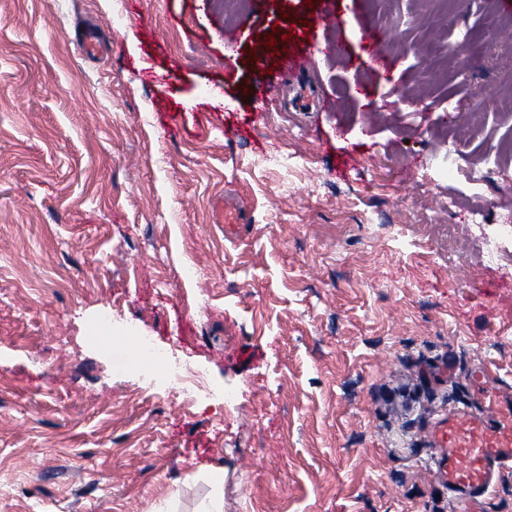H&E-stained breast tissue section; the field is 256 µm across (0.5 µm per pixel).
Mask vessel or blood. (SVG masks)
I'll use <instances>...</instances> for the list:
<instances>
[{
  "mask_svg": "<svg viewBox=\"0 0 512 512\" xmlns=\"http://www.w3.org/2000/svg\"><path fill=\"white\" fill-rule=\"evenodd\" d=\"M472 379L483 414L446 415L431 431V466L453 494L457 512H482L496 468L512 462V396L499 391L486 364L475 367Z\"/></svg>",
  "mask_w": 512,
  "mask_h": 512,
  "instance_id": "obj_1",
  "label": "vessel or blood"
}]
</instances>
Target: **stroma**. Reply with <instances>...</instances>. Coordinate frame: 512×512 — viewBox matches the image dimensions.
<instances>
[{"label":"stroma","mask_w":512,"mask_h":512,"mask_svg":"<svg viewBox=\"0 0 512 512\" xmlns=\"http://www.w3.org/2000/svg\"><path fill=\"white\" fill-rule=\"evenodd\" d=\"M510 78L512 0H0V512H207L209 468L224 512H456L431 427L479 363L512 395ZM140 333L234 402L144 391Z\"/></svg>","instance_id":"obj_1"}]
</instances>
